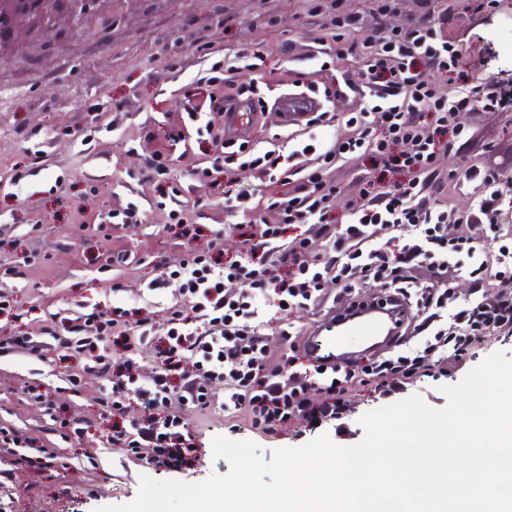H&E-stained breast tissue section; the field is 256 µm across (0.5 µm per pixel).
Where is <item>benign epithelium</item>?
Wrapping results in <instances>:
<instances>
[{"label": "benign epithelium", "instance_id": "7a95c632", "mask_svg": "<svg viewBox=\"0 0 512 512\" xmlns=\"http://www.w3.org/2000/svg\"><path fill=\"white\" fill-rule=\"evenodd\" d=\"M100 0H0V48L9 43L21 24L31 22L50 38L65 19L73 28L83 25Z\"/></svg>", "mask_w": 512, "mask_h": 512}]
</instances>
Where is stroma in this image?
<instances>
[{"mask_svg": "<svg viewBox=\"0 0 512 512\" xmlns=\"http://www.w3.org/2000/svg\"><path fill=\"white\" fill-rule=\"evenodd\" d=\"M371 2L337 0L336 7L360 14L366 37L405 26L421 12L420 0H394L392 10L380 16ZM471 2L434 0L436 12L446 15L447 34L474 46L461 59L456 80L440 84L447 96L495 81L501 73L512 75V0L483 14L474 13ZM270 16L282 18L287 28V56L277 54V41L263 25ZM321 24V18L308 16L305 0H101L79 30L64 26L40 41L18 31V50L0 56V291L25 315L17 319L0 312V339L28 336L49 347L53 341L42 329L50 316L74 318L115 306L147 318L153 337L164 335L169 309L181 299L182 282L172 272L190 247L205 246L219 230L224 257H237L234 226L244 220L243 207L274 189L267 175L247 163L234 165L228 177L193 176V168L223 157L226 141L223 112L194 109L207 94L199 77L223 76L220 61L239 50L258 54V68L240 70L234 78L242 90H256L265 104L255 153L277 148L285 137L322 153L351 136L344 119L360 110L358 95L327 102L339 123L311 131L281 127L273 108L284 92L320 93L342 76L358 77L363 64L357 60L322 69L333 48L316 43ZM173 54L179 65L171 71L167 59ZM463 122L467 133L441 153V170L452 175L476 165L512 175V111L477 104ZM162 146L172 158L167 175L143 183L146 157ZM332 176L340 189L332 215L339 218L363 183L380 175L364 157L337 162ZM131 203L146 213V221L118 223L117 213ZM196 203L204 214L202 233L190 244L168 231L167 213ZM155 279L162 280V288L149 290ZM116 282L121 290H113ZM152 339L129 351L145 376L156 368ZM76 366L73 359L0 352V422L55 442L73 463L51 477L35 449L20 459H1L0 469L9 473L0 482L5 512H96L132 501L141 475L174 476L145 471L107 444L112 416L98 401L106 383L85 371L83 390L74 394L68 377ZM30 384L40 386L46 402L28 397ZM77 414L88 420L82 436L61 439L55 421ZM189 428L196 458L174 476L187 483L229 472L228 462L212 455L214 437L254 441L268 459L273 449L298 447L319 434L268 438L245 425L229 428L218 413L190 415Z\"/></svg>", "mask_w": 512, "mask_h": 512, "instance_id": "obj_1", "label": "stroma"}]
</instances>
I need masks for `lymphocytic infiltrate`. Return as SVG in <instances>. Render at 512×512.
Instances as JSON below:
<instances>
[{"mask_svg": "<svg viewBox=\"0 0 512 512\" xmlns=\"http://www.w3.org/2000/svg\"><path fill=\"white\" fill-rule=\"evenodd\" d=\"M308 12L323 16L320 39L335 44L337 58L363 59V82L347 80L343 87L377 106L380 125L366 112L352 114L346 120L352 137L334 143L311 167L281 168L273 150L254 157L259 167L279 171V183L289 189L267 204L279 220L253 216L238 225L239 258L223 259L214 239L192 252L179 272L184 301L171 308L167 334L155 344L158 367L148 378L132 358L97 350L107 339L134 344L136 324L127 309L72 319L62 333L53 324L45 328L57 349L88 355L92 370L109 383L108 442L146 468L176 472L189 463L194 448L186 412L218 407L225 422H245L269 437L300 424L342 432L350 396L388 395L448 375L474 346L512 334V230L499 222L496 195L464 215L449 207L448 178L437 166L440 152L464 132L462 112L478 98L488 108L511 104L512 91L491 83L452 98L439 94L434 76L453 79L464 45L444 35L431 13L371 39L359 35V14L326 11L321 0H311ZM360 156L408 179L393 187L368 182L358 199L347 201L346 223H334L336 188L325 170ZM294 225L302 233L285 241ZM481 230L499 240L497 251L480 248ZM463 273L474 298L462 306L451 283ZM369 280L382 281L385 294L411 311L391 350L325 368L307 362L290 327L279 331L288 350L271 347L260 301L272 302L283 318L328 304L340 310L360 300ZM239 282L249 283V291L236 290ZM218 382L220 403L213 392Z\"/></svg>", "mask_w": 512, "mask_h": 512, "instance_id": "1", "label": "lymphocytic infiltrate"}]
</instances>
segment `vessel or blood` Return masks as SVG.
Here are the masks:
<instances>
[{
	"label": "vessel or blood",
	"instance_id": "1",
	"mask_svg": "<svg viewBox=\"0 0 512 512\" xmlns=\"http://www.w3.org/2000/svg\"><path fill=\"white\" fill-rule=\"evenodd\" d=\"M322 104V99L308 93L291 92L282 94L275 106L282 113L284 124L296 125L310 113L319 111ZM247 114L248 107L244 104L226 109L227 131L248 133ZM409 316L410 311L402 302L385 298L365 300L350 310L332 313L310 327L301 339V347L311 363L326 367L356 357L361 344L371 352L383 353Z\"/></svg>",
	"mask_w": 512,
	"mask_h": 512
}]
</instances>
